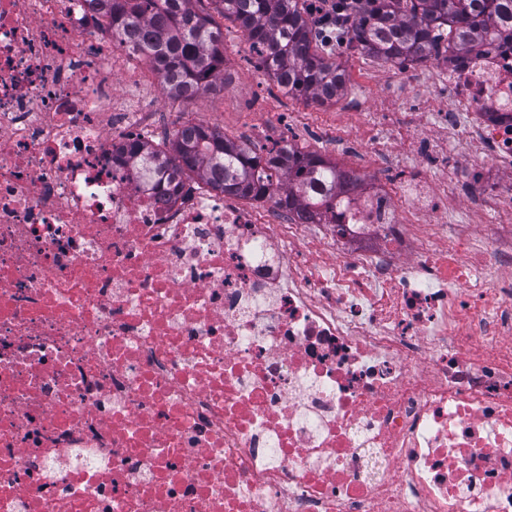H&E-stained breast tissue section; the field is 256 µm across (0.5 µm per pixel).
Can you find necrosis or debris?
<instances>
[{
    "instance_id": "4bbe7bcc",
    "label": "necrosis or debris",
    "mask_w": 512,
    "mask_h": 512,
    "mask_svg": "<svg viewBox=\"0 0 512 512\" xmlns=\"http://www.w3.org/2000/svg\"><path fill=\"white\" fill-rule=\"evenodd\" d=\"M130 57L0 0V512H512V45L437 70L409 183L314 218L113 161L166 135Z\"/></svg>"
}]
</instances>
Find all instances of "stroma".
I'll list each match as a JSON object with an SVG mask.
<instances>
[{
	"label": "stroma",
	"mask_w": 512,
	"mask_h": 512,
	"mask_svg": "<svg viewBox=\"0 0 512 512\" xmlns=\"http://www.w3.org/2000/svg\"><path fill=\"white\" fill-rule=\"evenodd\" d=\"M196 10L212 15L224 31L226 82L202 99L186 102L158 93L159 107L165 108L170 128L205 115L209 125L226 138L251 145H272L286 140L306 150L329 156L336 151V127L347 113L364 112L358 140L377 142L386 133L385 119L403 115L409 102L403 93L409 74L380 60L336 50V61L347 75L344 91L325 106L281 92L259 70L249 47L241 40L237 22L217 14L212 0H197Z\"/></svg>",
	"instance_id": "stroma-1"
}]
</instances>
